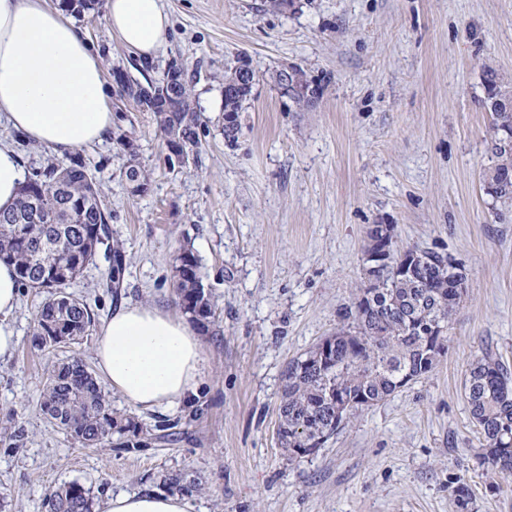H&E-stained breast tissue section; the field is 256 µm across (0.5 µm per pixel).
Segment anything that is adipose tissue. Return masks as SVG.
Instances as JSON below:
<instances>
[{"instance_id": "obj_1", "label": "adipose tissue", "mask_w": 512, "mask_h": 512, "mask_svg": "<svg viewBox=\"0 0 512 512\" xmlns=\"http://www.w3.org/2000/svg\"><path fill=\"white\" fill-rule=\"evenodd\" d=\"M107 21L141 58L162 48L170 18L163 0H107ZM47 148L100 140L113 126L102 68L64 10L48 0H0V120ZM19 284L0 262V362L17 338L9 319ZM96 370L134 407L155 411L197 393L207 374L204 343L183 317L155 304L119 306L100 328ZM188 497L158 489L109 495L96 512H195Z\"/></svg>"}]
</instances>
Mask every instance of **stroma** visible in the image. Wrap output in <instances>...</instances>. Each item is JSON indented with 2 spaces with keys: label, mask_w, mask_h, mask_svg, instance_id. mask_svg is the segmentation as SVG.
<instances>
[{
  "label": "stroma",
  "mask_w": 512,
  "mask_h": 512,
  "mask_svg": "<svg viewBox=\"0 0 512 512\" xmlns=\"http://www.w3.org/2000/svg\"><path fill=\"white\" fill-rule=\"evenodd\" d=\"M165 43L142 64L105 16L76 18L103 70L122 131L134 141L150 187L129 194L127 156L101 142L57 153L16 143L24 175L80 157L122 243V288L103 286L108 250L71 285L104 321L123 302L175 309L172 259L180 246L200 260L215 304L199 325L208 376L175 408L142 412L118 394L113 408L164 438L137 448H85L49 423L40 391L53 362L80 354L93 365L96 334L50 352L32 348L40 294L24 288L11 325L13 357L0 363V429L23 427V446L0 444V512H45L66 481L94 499L152 488L166 474L199 477L196 512H512V476L479 464L464 399L466 370L483 350L512 366V210L485 189L495 158L483 70L512 82V0H298L272 12L264 0H164ZM248 59L257 82L238 142L224 143L221 76ZM188 67L202 114L198 159L170 167L152 113L118 99L123 69L160 81L172 62ZM322 78L317 105L298 110L276 70ZM391 224L400 246L456 263L466 296L437 368L355 420L314 454L288 460L276 437L288 361L333 334L356 296L372 225Z\"/></svg>",
  "instance_id": "1"
}]
</instances>
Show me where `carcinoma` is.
<instances>
[{
    "label": "carcinoma",
    "instance_id": "1",
    "mask_svg": "<svg viewBox=\"0 0 512 512\" xmlns=\"http://www.w3.org/2000/svg\"><path fill=\"white\" fill-rule=\"evenodd\" d=\"M71 12L94 11L99 0H59ZM162 95L143 98L132 86L122 96L141 112L154 114L167 147H177L185 162L197 159L201 115L194 106L187 69L158 82ZM251 89L242 87L222 99L223 112L240 116ZM116 142L130 155L125 177L138 178L140 193L149 179L139 163L133 140L123 133ZM39 202L40 223L31 222L32 203ZM111 213L99 201V191L79 158L66 165L49 164L23 181L13 207L0 210V261L13 265L18 282L43 293L31 333V347L40 351L78 345L93 326L85 300L67 288L94 262L109 239ZM109 287L118 288L125 272L119 243L110 249ZM415 253L391 241L388 263L369 269L372 285L359 289L339 313L343 326L291 359L282 374L277 432L288 459L296 449L324 433L336 417V406L355 402L351 419L395 393L402 378L411 381L432 373L441 351L448 347L450 328L462 295L454 287L462 274L448 257L431 251L429 260L405 268ZM172 290L183 312L203 323L215 316L212 294L203 288L197 258L187 247L174 258ZM436 323L434 336L420 334L417 325ZM471 420L479 434L477 457L498 473L512 476V370L496 354L482 351L471 362L463 382ZM40 409L85 448L122 439L136 423L112 409L104 387L83 360L74 356L52 366L41 391ZM171 492L201 490L190 473L161 479ZM47 512H93L90 489L77 481L63 483L46 499Z\"/></svg>",
    "mask_w": 512,
    "mask_h": 512
}]
</instances>
